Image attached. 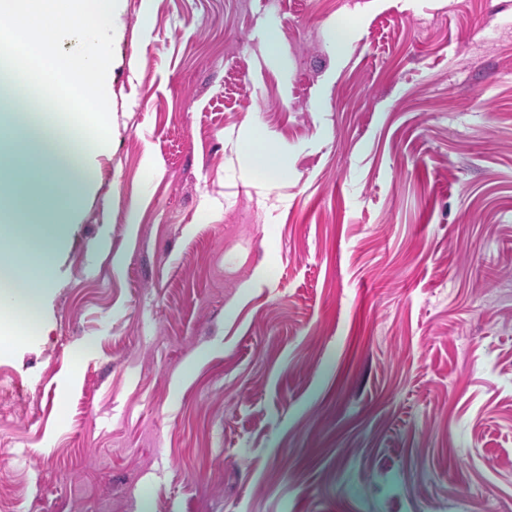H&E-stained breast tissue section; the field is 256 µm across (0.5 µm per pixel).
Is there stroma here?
I'll return each instance as SVG.
<instances>
[{
    "mask_svg": "<svg viewBox=\"0 0 512 512\" xmlns=\"http://www.w3.org/2000/svg\"><path fill=\"white\" fill-rule=\"evenodd\" d=\"M107 90L0 512H512V0H123ZM245 156L250 170L263 181L275 182L286 173L284 161L262 137H250Z\"/></svg>",
    "mask_w": 512,
    "mask_h": 512,
    "instance_id": "stroma-1",
    "label": "stroma"
}]
</instances>
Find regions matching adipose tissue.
I'll list each match as a JSON object with an SVG mask.
<instances>
[{
	"label": "adipose tissue",
	"mask_w": 512,
	"mask_h": 512,
	"mask_svg": "<svg viewBox=\"0 0 512 512\" xmlns=\"http://www.w3.org/2000/svg\"><path fill=\"white\" fill-rule=\"evenodd\" d=\"M0 111L13 115L20 148L0 158V187L14 190L18 202L8 220L26 226L14 240L29 258V269L0 266V308L34 312L41 300V286L33 268H45L46 256L64 234L65 218L73 209L88 175L87 159L98 141L67 126H55L40 118L41 109L22 82L13 59L0 57ZM246 157L255 176L266 182L282 178L284 161L265 139L250 137ZM67 170L65 187H53L50 174Z\"/></svg>",
	"instance_id": "1"
}]
</instances>
